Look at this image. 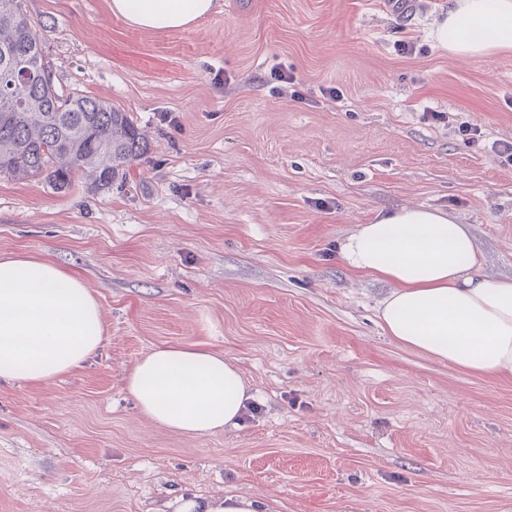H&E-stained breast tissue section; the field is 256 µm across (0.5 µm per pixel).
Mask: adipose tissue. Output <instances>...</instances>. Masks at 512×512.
<instances>
[{"label":"adipose tissue","instance_id":"ef3b65f1","mask_svg":"<svg viewBox=\"0 0 512 512\" xmlns=\"http://www.w3.org/2000/svg\"><path fill=\"white\" fill-rule=\"evenodd\" d=\"M109 9L142 29L183 30L215 0H109ZM433 37L464 59L512 51V0H450ZM341 253L356 272L393 283L380 306L388 336L470 374L512 378V278L479 276L466 225L438 209L403 207L359 225ZM102 339L100 305L77 276L46 258L0 256V379L59 378ZM126 381L142 415L188 436L236 424L250 399L233 363L194 344L156 349Z\"/></svg>","mask_w":512,"mask_h":512}]
</instances>
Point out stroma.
<instances>
[{
  "label": "stroma",
  "instance_id": "obj_1",
  "mask_svg": "<svg viewBox=\"0 0 512 512\" xmlns=\"http://www.w3.org/2000/svg\"><path fill=\"white\" fill-rule=\"evenodd\" d=\"M218 2L153 31L107 0H26L58 83L130 112L151 150L106 192L0 176V255L78 275L105 326L69 374L0 381V512L229 493L273 512H512V379L387 336L393 283L340 255L358 225L424 206L469 227L482 275L512 277V164L491 149L512 141V52L450 56L432 34L448 0ZM180 343L236 365L255 411L198 437L142 416L128 372Z\"/></svg>",
  "mask_w": 512,
  "mask_h": 512
}]
</instances>
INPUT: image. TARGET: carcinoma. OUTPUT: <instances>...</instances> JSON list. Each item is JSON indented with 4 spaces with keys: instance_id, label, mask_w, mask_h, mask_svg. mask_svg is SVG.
Segmentation results:
<instances>
[{
    "instance_id": "1",
    "label": "carcinoma",
    "mask_w": 512,
    "mask_h": 512,
    "mask_svg": "<svg viewBox=\"0 0 512 512\" xmlns=\"http://www.w3.org/2000/svg\"><path fill=\"white\" fill-rule=\"evenodd\" d=\"M24 2L0 0V49H10L0 56V176L109 191L150 143L130 113L57 85Z\"/></svg>"
}]
</instances>
